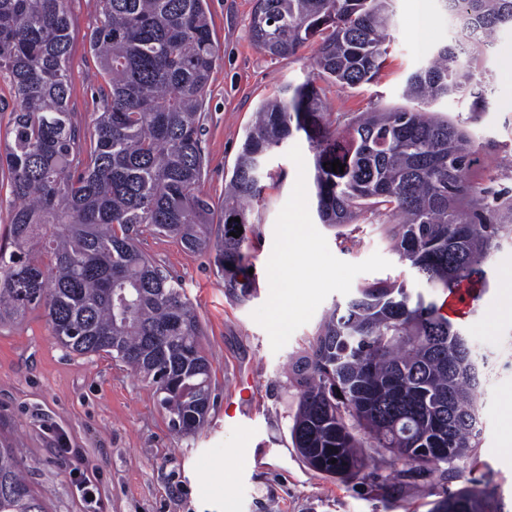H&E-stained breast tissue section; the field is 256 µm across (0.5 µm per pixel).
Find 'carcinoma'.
I'll return each instance as SVG.
<instances>
[{"label":"carcinoma","mask_w":512,"mask_h":512,"mask_svg":"<svg viewBox=\"0 0 512 512\" xmlns=\"http://www.w3.org/2000/svg\"><path fill=\"white\" fill-rule=\"evenodd\" d=\"M395 0H256L249 34L263 52L292 56L317 43V76L261 103L224 192V236L212 242L205 99L219 60L207 0H93L88 36L100 112L80 144L69 109L71 21L65 0H0V78L13 90L0 136V173L12 201L0 247V325L44 308L72 353H105L151 379L174 431L200 430L212 364L177 280L138 246L141 227L192 252L216 248L224 287L254 288L245 204L261 195L264 161L297 134L313 155L321 223L339 229L380 212L379 231L429 288L487 283V259L512 241V188L470 178L478 149L467 126L430 110L448 96L488 108L483 56L512 25V0H442L461 37L406 80L407 105L362 112L331 128L330 83L373 82L389 55ZM340 160L344 172L330 163ZM240 218V222L233 218ZM477 364L463 331L435 301L396 280L358 289L319 325L289 368L299 390L290 436L305 464L349 480L366 467L364 444L416 471L477 460ZM0 512H48L15 448L0 446ZM432 512H504L498 486L472 479Z\"/></svg>","instance_id":"1"}]
</instances>
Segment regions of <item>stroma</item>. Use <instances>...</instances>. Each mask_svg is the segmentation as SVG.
I'll return each mask as SVG.
<instances>
[{
  "instance_id": "1",
  "label": "stroma",
  "mask_w": 512,
  "mask_h": 512,
  "mask_svg": "<svg viewBox=\"0 0 512 512\" xmlns=\"http://www.w3.org/2000/svg\"><path fill=\"white\" fill-rule=\"evenodd\" d=\"M411 0H396L390 54L379 77L359 89L327 87L328 120L402 105L407 77L450 42L458 24L442 0H429L426 33L414 39ZM255 0H209V24L221 58L213 70L206 110V176L199 189L215 204L258 106L286 85L312 74L315 45L297 55L272 57L252 43L248 25ZM72 24L70 107L82 135L94 129L100 82L85 35L96 22L90 0H67ZM512 27L499 31L485 68L489 107L471 121L469 102L451 97L435 111L467 122L478 147L474 175L496 188L512 187V77L503 55ZM259 198L248 204L256 289L241 302L224 288L213 254L193 253L176 240L147 230L140 249L180 282L202 328L212 363L211 407L202 430H172L154 386L106 355L81 356L53 337L42 310L0 327V443L19 449L31 487L48 495L49 512H431L444 492L465 479H492L512 512V452L503 433L512 418L503 397L512 392V319L498 290L512 269V244L494 251L488 284L461 321L483 363L480 374L479 464L463 472L404 473L382 449H366L359 478L341 482L308 469L294 448L289 426L299 394L287 365L314 336L335 304L378 279L405 282L412 292L443 301L381 238L385 215L364 214L336 237L320 224L312 179V153L289 139L266 159ZM301 255L289 280L271 265L293 247ZM252 377L253 397L237 422L224 417L241 378ZM94 484V500L79 485Z\"/></svg>"
}]
</instances>
